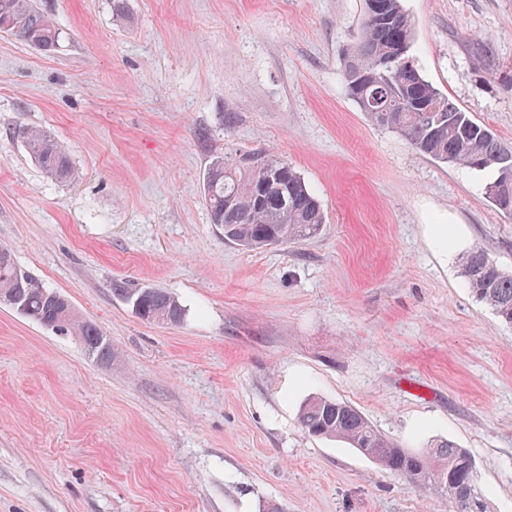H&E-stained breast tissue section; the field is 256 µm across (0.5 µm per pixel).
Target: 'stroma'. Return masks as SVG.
Segmentation results:
<instances>
[{"instance_id": "35a3bbf8", "label": "stroma", "mask_w": 512, "mask_h": 512, "mask_svg": "<svg viewBox=\"0 0 512 512\" xmlns=\"http://www.w3.org/2000/svg\"><path fill=\"white\" fill-rule=\"evenodd\" d=\"M35 3L63 36L0 34V247L115 357L0 305V512H451L305 433L314 394L408 450L453 441L512 512V326L459 264L479 247L512 272V215L492 171L415 153L347 95L365 0ZM402 5L422 76L512 145V0ZM19 124L66 147L69 181ZM217 156L288 161L321 233L226 242L203 200ZM117 283L169 292L183 321L141 320ZM17 134L23 140L32 160L52 179L67 181L71 166L62 145L44 130L21 127ZM77 336H83L84 348L89 356L100 362L109 363L114 357L112 344L102 336L99 329L92 323L82 321L78 317L67 328Z\"/></svg>"}]
</instances>
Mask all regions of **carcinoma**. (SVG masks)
<instances>
[{
    "mask_svg": "<svg viewBox=\"0 0 512 512\" xmlns=\"http://www.w3.org/2000/svg\"><path fill=\"white\" fill-rule=\"evenodd\" d=\"M380 2L381 17L366 14L359 42L343 58L348 95L371 123L397 133L419 154L476 171L493 169L495 176L486 183L485 194L501 210L512 213V146L472 120L421 75L410 55L412 23L402 0ZM5 21L12 24L11 35L35 48L51 50L59 41V26L37 11L33 0H0V23ZM375 99L386 103L387 111H375ZM17 134L49 177L59 182L70 178L66 151L50 133L26 126ZM266 166L279 171V177L262 190L259 178ZM203 190L212 223L221 227L226 241L247 250L297 244L316 237L326 223L314 192L282 160L230 165L218 156L206 172ZM461 267L472 294L512 325V274L478 247L461 257ZM18 286L27 317L51 324L59 310L56 300L64 295L31 276L17 283L14 260H1L0 289ZM132 298L142 320L176 325L184 319L185 309L163 290L141 288ZM68 330L83 337L89 356L112 361V344L94 324L77 318ZM298 422L311 436L337 438L367 452L392 474L418 477L420 484L443 493L453 512H488L469 455L450 441L425 453L410 451L382 435L355 407L318 395L302 403Z\"/></svg>",
    "mask_w": 512,
    "mask_h": 512,
    "instance_id": "carcinoma-1",
    "label": "carcinoma"
}]
</instances>
